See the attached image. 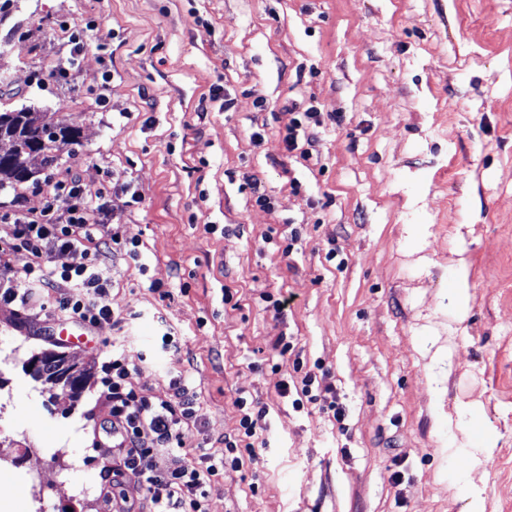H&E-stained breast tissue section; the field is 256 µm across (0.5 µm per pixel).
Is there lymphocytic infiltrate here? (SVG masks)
Listing matches in <instances>:
<instances>
[{"label": "lymphocytic infiltrate", "mask_w": 512, "mask_h": 512, "mask_svg": "<svg viewBox=\"0 0 512 512\" xmlns=\"http://www.w3.org/2000/svg\"><path fill=\"white\" fill-rule=\"evenodd\" d=\"M108 211L106 201L87 199L76 180L62 179L39 214L14 213L10 235L35 263L24 269L23 287L7 289L0 299L25 308L34 288L63 284L67 290L58 296L59 311L92 325L111 319V310L94 301L105 287L92 257L103 238H110L116 246L121 243L119 232L108 227ZM54 251L69 254L70 265L59 270L49 265L47 256ZM102 371L103 394L112 404V418L104 429L114 448L105 493L111 508L127 512V478L134 474L139 478L136 491L149 503V512H204L206 485L217 475L218 463L209 453L201 454L193 464L179 457L181 425L194 415L195 393L179 380L165 399L153 402L139 396L133 383L138 369L120 354L105 361ZM161 448L173 457L164 468L157 463Z\"/></svg>", "instance_id": "f902f5d3"}]
</instances>
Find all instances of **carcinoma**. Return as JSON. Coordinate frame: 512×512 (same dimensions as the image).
<instances>
[{
  "label": "carcinoma",
  "instance_id": "carcinoma-1",
  "mask_svg": "<svg viewBox=\"0 0 512 512\" xmlns=\"http://www.w3.org/2000/svg\"><path fill=\"white\" fill-rule=\"evenodd\" d=\"M13 141L15 149L11 157L0 160V177L15 183H23L31 175L27 167L30 152L42 153L41 163L46 168L59 165L53 143L61 140L67 144L80 143L79 128L62 121L46 118L43 112H33L27 108L12 109L0 107V137Z\"/></svg>",
  "mask_w": 512,
  "mask_h": 512
}]
</instances>
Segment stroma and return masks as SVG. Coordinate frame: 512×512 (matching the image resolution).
Returning <instances> with one entry per match:
<instances>
[{
    "instance_id": "stroma-1",
    "label": "stroma",
    "mask_w": 512,
    "mask_h": 512,
    "mask_svg": "<svg viewBox=\"0 0 512 512\" xmlns=\"http://www.w3.org/2000/svg\"><path fill=\"white\" fill-rule=\"evenodd\" d=\"M288 104L322 120L292 151ZM0 105L80 129L60 167L137 251L102 248L78 346L55 291L0 300L9 512H107L116 348L146 399L195 391L189 458L265 409L206 512H512V0H17ZM29 167L0 215L53 195ZM47 351L80 396L29 373Z\"/></svg>"
}]
</instances>
